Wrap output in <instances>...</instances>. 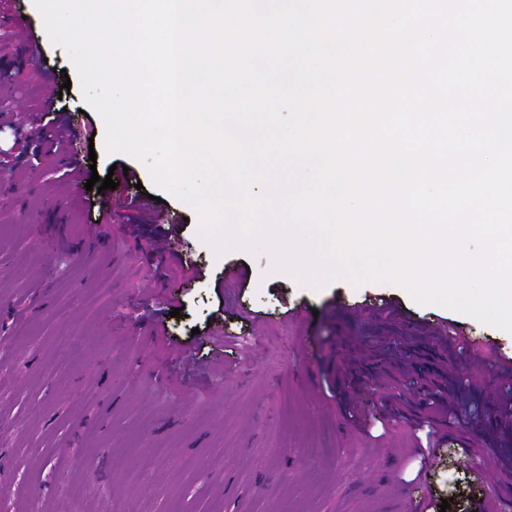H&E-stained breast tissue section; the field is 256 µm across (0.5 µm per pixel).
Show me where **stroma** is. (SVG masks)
Returning <instances> with one entry per match:
<instances>
[{
    "instance_id": "35a3bbf8",
    "label": "stroma",
    "mask_w": 512,
    "mask_h": 512,
    "mask_svg": "<svg viewBox=\"0 0 512 512\" xmlns=\"http://www.w3.org/2000/svg\"><path fill=\"white\" fill-rule=\"evenodd\" d=\"M16 13L30 35L15 29ZM0 77V149L12 144L11 118L32 106L61 110L78 133L71 157L0 166L5 183L27 191L24 207L0 212V490L10 512H55L74 494L84 512H115L123 500L139 512H419L428 499L476 512L496 485L500 512H512V436L485 421L504 383L489 368L483 381L459 385L470 356L431 341L453 324L512 359V334L416 304L398 285L312 288L274 270L268 252H215L193 206L164 196L142 163L107 152L105 124L67 52L45 38L32 0L0 12ZM66 82L69 93L58 94ZM73 158L102 177L128 167L125 195L159 197L162 223H98L99 191L64 179ZM174 256L200 279L188 284L168 270ZM232 267L246 271L243 287L224 286ZM384 305L392 319L379 315ZM160 322L217 369L236 357L212 343L219 333L249 337L256 360L228 375H188L185 390H171L179 364L154 337ZM62 336L76 341L71 358L61 355ZM393 336L403 347H388ZM417 370L427 388L408 384ZM435 398L448 403L435 420L445 438L426 482L413 483L405 437ZM353 403L372 416L397 407L383 444L350 423ZM463 437L496 448L483 470L464 465ZM190 457L195 467H185Z\"/></svg>"
}]
</instances>
